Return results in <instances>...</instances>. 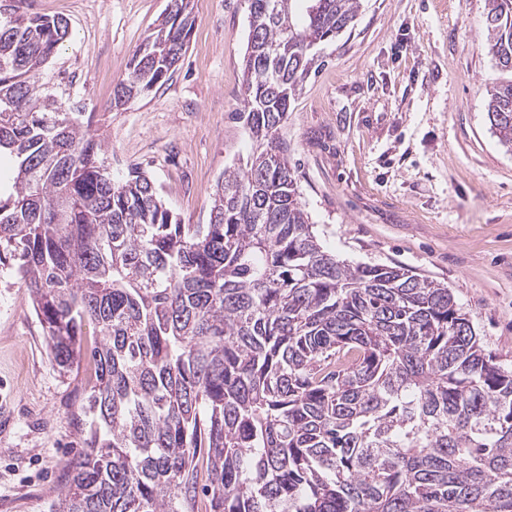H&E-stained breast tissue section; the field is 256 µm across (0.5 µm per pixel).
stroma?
Wrapping results in <instances>:
<instances>
[{
  "label": "stroma",
  "instance_id": "35a3bbf8",
  "mask_svg": "<svg viewBox=\"0 0 512 512\" xmlns=\"http://www.w3.org/2000/svg\"><path fill=\"white\" fill-rule=\"evenodd\" d=\"M169 0H25L69 35L39 76L103 133L115 179L140 165L187 224L209 221L217 180L254 142L243 107L246 0H191L172 78L111 108L113 89ZM487 0H360L316 48L282 137L323 247L448 285L486 352L512 367V152L487 91L512 79L482 49ZM9 253L0 254V512H47L82 450L89 369H54Z\"/></svg>",
  "mask_w": 512,
  "mask_h": 512
}]
</instances>
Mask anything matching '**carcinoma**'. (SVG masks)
Instances as JSON below:
<instances>
[{
  "label": "carcinoma",
  "mask_w": 512,
  "mask_h": 512,
  "mask_svg": "<svg viewBox=\"0 0 512 512\" xmlns=\"http://www.w3.org/2000/svg\"><path fill=\"white\" fill-rule=\"evenodd\" d=\"M165 13L113 89L164 84L194 26ZM244 121L257 142L224 171L207 224H184L135 164L112 180L104 140L39 75L67 20L0 19V247L52 365L94 367L84 449L49 512H512V368L485 353L452 291L400 265L325 251L281 129L316 44L359 0H247ZM482 48L512 73V0H488ZM512 151V80L488 91ZM91 323L99 340L84 345ZM207 473L199 483V471Z\"/></svg>",
  "instance_id": "obj_1"
}]
</instances>
